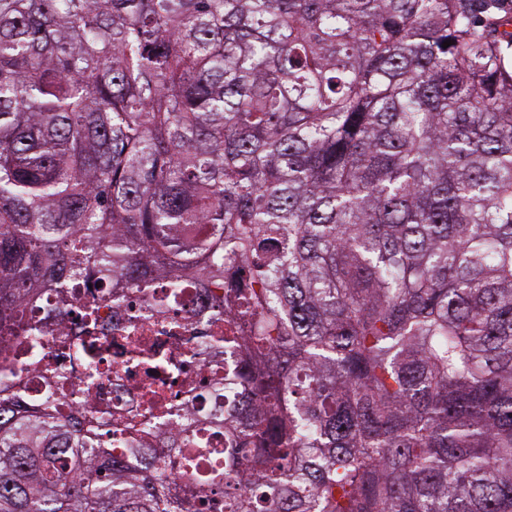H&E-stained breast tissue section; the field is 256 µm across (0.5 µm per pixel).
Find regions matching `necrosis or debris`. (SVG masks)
<instances>
[{
    "label": "necrosis or debris",
    "mask_w": 512,
    "mask_h": 512,
    "mask_svg": "<svg viewBox=\"0 0 512 512\" xmlns=\"http://www.w3.org/2000/svg\"><path fill=\"white\" fill-rule=\"evenodd\" d=\"M163 288H151L137 296L131 306L102 305L99 330L113 344L125 346L133 330L145 335L140 357L121 361L120 378L107 375L87 384L84 370L75 368L70 357L58 358L66 387L59 391L60 407L72 411L90 402L104 412L111 429L124 427L128 420L143 415V393L163 390L172 409L192 403L190 390L203 380L223 376L224 353L202 348L204 336L212 332L215 307L210 290L197 278L185 279L176 299L166 300Z\"/></svg>",
    "instance_id": "necrosis-or-debris-1"
}]
</instances>
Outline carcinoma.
Here are the masks:
<instances>
[{
	"mask_svg": "<svg viewBox=\"0 0 512 512\" xmlns=\"http://www.w3.org/2000/svg\"><path fill=\"white\" fill-rule=\"evenodd\" d=\"M508 49L502 0H0V512H512ZM187 272L266 361L224 460L28 393L45 294L110 374L99 304Z\"/></svg>",
	"mask_w": 512,
	"mask_h": 512,
	"instance_id": "1",
	"label": "carcinoma"
}]
</instances>
